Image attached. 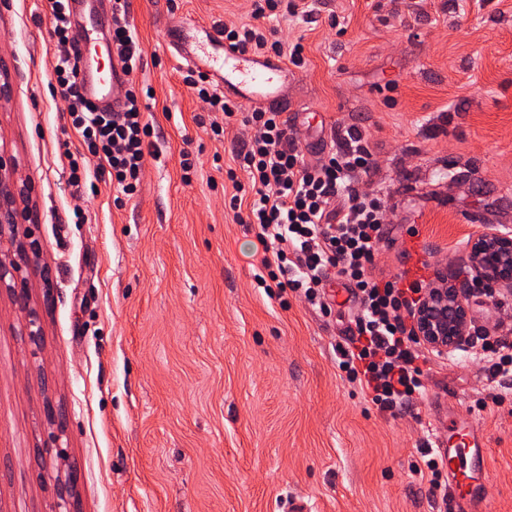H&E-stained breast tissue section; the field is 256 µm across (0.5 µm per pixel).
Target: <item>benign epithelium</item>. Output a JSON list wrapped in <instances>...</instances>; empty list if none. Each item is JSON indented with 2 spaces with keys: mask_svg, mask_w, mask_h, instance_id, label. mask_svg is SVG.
<instances>
[{
  "mask_svg": "<svg viewBox=\"0 0 512 512\" xmlns=\"http://www.w3.org/2000/svg\"><path fill=\"white\" fill-rule=\"evenodd\" d=\"M13 165L0 150V239L7 238L13 254H0V288H9L14 301L28 310V289L14 283L15 274L39 253L34 241L17 235L16 204L19 195L13 177ZM469 263L474 277L450 282L440 276L422 294L413 315L415 338L442 355L466 346L470 340L471 316L469 296L480 288L486 292L512 291V233L491 230L477 237L471 246ZM12 280L6 284V280Z\"/></svg>",
  "mask_w": 512,
  "mask_h": 512,
  "instance_id": "benign-epithelium-1",
  "label": "benign epithelium"
}]
</instances>
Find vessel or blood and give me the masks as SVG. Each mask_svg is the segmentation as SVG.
Returning a JSON list of instances; mask_svg holds the SVG:
<instances>
[{"label":"vessel or blood","instance_id":"1","mask_svg":"<svg viewBox=\"0 0 512 512\" xmlns=\"http://www.w3.org/2000/svg\"><path fill=\"white\" fill-rule=\"evenodd\" d=\"M77 42L78 82L82 94L98 108L119 111L116 86L129 83L131 72L105 64V15L87 17ZM168 54L215 81L226 98L254 107L287 109L283 86L288 67L280 59L259 57L232 46L206 23L183 21L165 41ZM431 439L447 477V512H490L493 486L486 464V438L473 418L436 424Z\"/></svg>","mask_w":512,"mask_h":512}]
</instances>
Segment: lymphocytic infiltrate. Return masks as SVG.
<instances>
[{
  "instance_id": "lymphocytic-infiltrate-1",
  "label": "lymphocytic infiltrate",
  "mask_w": 512,
  "mask_h": 512,
  "mask_svg": "<svg viewBox=\"0 0 512 512\" xmlns=\"http://www.w3.org/2000/svg\"><path fill=\"white\" fill-rule=\"evenodd\" d=\"M66 0H46L52 17V36L62 45L55 57L53 78L67 104L72 129L79 137L77 151L68 153L69 180L84 185L85 157H93L112 183L128 197L138 192L146 141L152 134L140 97L127 91L126 110L111 118L93 111L80 96L73 64V36L65 14ZM308 0H253V23L228 25L224 37L257 55L272 54L303 67L301 42L286 43L276 29L260 26L271 16H310ZM112 48L128 68L142 56L140 43L124 5L113 6ZM207 111L225 118L241 116L252 136L238 155L239 167L228 170L229 180L245 173L247 196L232 195L229 207L238 223L253 232L261 250L260 264L279 292L297 293L324 314L332 307L326 293L330 276L348 287L357 310L336 343L337 366L348 382L359 385L379 411L395 413L415 396H424L428 357L421 353L407 325L419 301L423 281L376 278L370 268L386 238L387 206L380 191L360 187V176L374 171L373 152L356 127L336 135V147L326 156L307 160L281 113L252 109L239 115L237 105L216 92L205 78L186 74Z\"/></svg>"
}]
</instances>
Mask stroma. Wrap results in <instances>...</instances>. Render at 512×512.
Segmentation results:
<instances>
[{"mask_svg":"<svg viewBox=\"0 0 512 512\" xmlns=\"http://www.w3.org/2000/svg\"><path fill=\"white\" fill-rule=\"evenodd\" d=\"M312 17H270L301 39L288 113L301 144L357 126L371 187L389 209L372 275L472 278L474 239L512 230V0H314ZM251 0H130L143 48L133 74L153 131L133 198L89 165L68 183L64 100L51 83L43 0H0V146L16 163L23 231L40 253L20 274L42 329L0 288V512H440L442 489L414 474L437 417L427 399L380 412L336 365L343 327L255 279L254 237L224 205L250 131L214 135L163 49L192 15L251 22ZM193 167L184 170L183 159ZM473 346L512 345V308L470 298ZM430 394L460 400L488 441L492 512H512V388L457 352L433 359ZM486 409H478L479 401ZM76 482H69V474Z\"/></svg>","mask_w":512,"mask_h":512,"instance_id":"35a3bbf8","label":"stroma"}]
</instances>
